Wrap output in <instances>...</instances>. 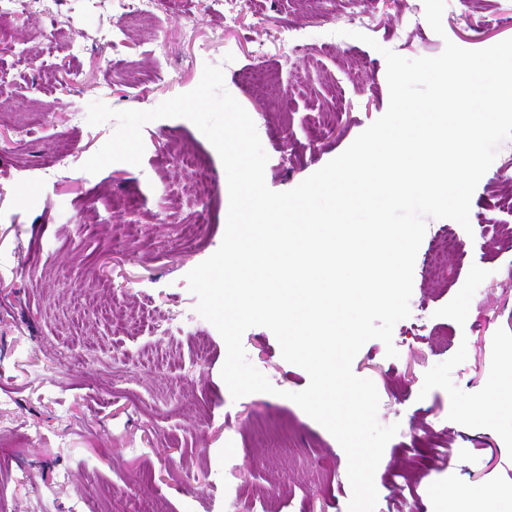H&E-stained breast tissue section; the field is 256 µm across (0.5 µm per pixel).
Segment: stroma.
<instances>
[{
  "mask_svg": "<svg viewBox=\"0 0 512 512\" xmlns=\"http://www.w3.org/2000/svg\"><path fill=\"white\" fill-rule=\"evenodd\" d=\"M407 13V0H27L0 21V512H131L138 498L153 512H348L344 450L285 397L307 372L249 328L243 347L275 391L232 398L225 343L188 288L225 231L218 153L189 120L159 119L141 166L88 174L115 124L89 125L87 107L149 110L222 66L268 155L266 184L284 192L387 111L383 50L415 59L512 38V0H445L439 34ZM63 69L78 75L65 89ZM330 109L333 126L311 134ZM62 153L68 166L53 167ZM188 156L215 182L206 205ZM511 167L509 139L439 281L425 277L428 242L458 224L428 219L397 357L372 339L352 362L377 388L379 422L399 426L375 473L381 512H448V490L512 486V408L489 399L512 386V245L494 233L512 224L497 207ZM128 196L139 211L119 206ZM185 224L200 227L194 246Z\"/></svg>",
  "mask_w": 512,
  "mask_h": 512,
  "instance_id": "35a3bbf8",
  "label": "stroma"
}]
</instances>
